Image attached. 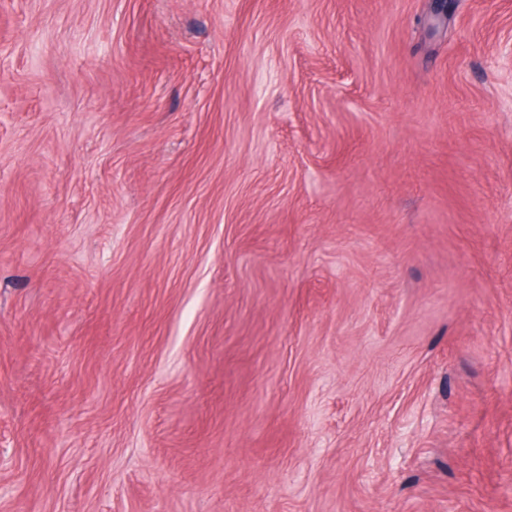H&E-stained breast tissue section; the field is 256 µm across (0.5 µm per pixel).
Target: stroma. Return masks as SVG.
Instances as JSON below:
<instances>
[{
    "instance_id": "obj_1",
    "label": "stroma",
    "mask_w": 512,
    "mask_h": 512,
    "mask_svg": "<svg viewBox=\"0 0 512 512\" xmlns=\"http://www.w3.org/2000/svg\"><path fill=\"white\" fill-rule=\"evenodd\" d=\"M0 0V512H512V0Z\"/></svg>"
}]
</instances>
